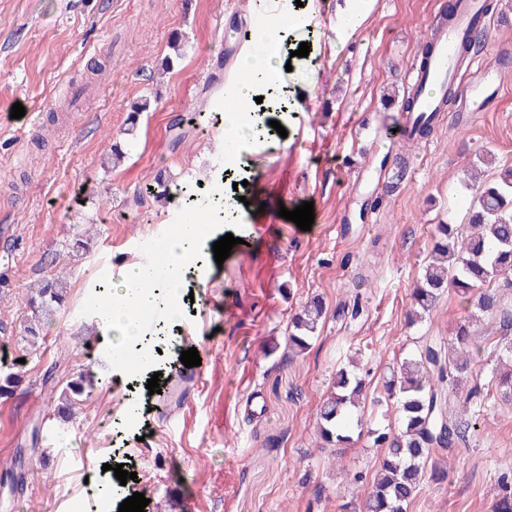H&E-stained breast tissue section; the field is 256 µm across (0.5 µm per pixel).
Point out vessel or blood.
<instances>
[{
  "instance_id": "vessel-or-blood-1",
  "label": "vessel or blood",
  "mask_w": 512,
  "mask_h": 512,
  "mask_svg": "<svg viewBox=\"0 0 512 512\" xmlns=\"http://www.w3.org/2000/svg\"><path fill=\"white\" fill-rule=\"evenodd\" d=\"M486 0H460L452 23L431 28L428 41L432 46L426 59L415 66L419 95L412 113L405 117L402 138L410 140L411 129L418 114L441 113V98L447 85H455L458 93L457 111L481 112L499 98L503 91L502 68L473 58L460 65L456 50L470 38L486 18Z\"/></svg>"
}]
</instances>
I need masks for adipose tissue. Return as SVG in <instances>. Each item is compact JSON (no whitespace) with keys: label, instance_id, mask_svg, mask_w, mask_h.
<instances>
[{"label":"adipose tissue","instance_id":"ef3b65f1","mask_svg":"<svg viewBox=\"0 0 512 512\" xmlns=\"http://www.w3.org/2000/svg\"><path fill=\"white\" fill-rule=\"evenodd\" d=\"M263 40L265 51L251 57L246 62L247 75L240 80L234 90L233 107L224 115L226 138L239 139L245 127L246 112L240 108L242 101H253L259 96L260 87L280 79L282 59L279 53L270 52V45L276 44L277 37L272 30H265ZM203 239L196 224H186L167 239L165 268L158 271L147 265H130L121 282L111 290V304L103 324L112 341V353L119 356L137 343L143 330L139 312L155 310L160 295L169 300H177L181 294L183 270L192 261Z\"/></svg>","mask_w":512,"mask_h":512}]
</instances>
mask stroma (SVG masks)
<instances>
[{"label": "stroma", "mask_w": 512, "mask_h": 512, "mask_svg": "<svg viewBox=\"0 0 512 512\" xmlns=\"http://www.w3.org/2000/svg\"><path fill=\"white\" fill-rule=\"evenodd\" d=\"M262 2L0 0V346L25 360L22 384L0 395V512H119L136 492L144 512H339L352 492L346 473H373L382 451L316 447L317 407L338 365L361 354L369 394L382 395L391 366L469 319L453 293L422 323L406 313L436 225L467 221L476 185L465 169L487 182L512 168V69L500 100L468 125L446 111L427 140L391 144L381 136L401 126L411 68L453 0H286L280 43L292 70L278 89L288 104L253 113L251 136L230 153L225 102L242 56L231 45L240 25L256 29ZM488 18L479 48L493 62L512 54V0H492ZM177 36L185 47L174 60ZM145 97L149 112L127 130ZM200 105L195 129L172 146L171 120ZM117 141L126 157L113 166ZM226 181L240 198L225 219L212 194ZM192 193L212 199L197 254L211 278L185 271L176 306L143 329L152 367L129 369L109 354L100 286L143 261L139 243L197 214ZM275 198L290 210L313 203L310 230L268 210ZM253 213L266 232L216 263L213 243L241 237ZM77 238L85 250L73 251ZM61 270L66 304L22 349L30 291ZM314 295L326 304L320 337L288 358V321ZM353 299L364 309L356 320L341 311ZM496 326L491 315L474 322L483 351L469 385L490 380ZM188 343L201 357L194 370L177 360ZM82 368L94 387L61 421L59 391ZM116 464L133 472L127 484ZM447 468V482L424 481L408 512H491L499 476L512 473V401L489 402Z\"/></svg>", "instance_id": "obj_1"}]
</instances>
